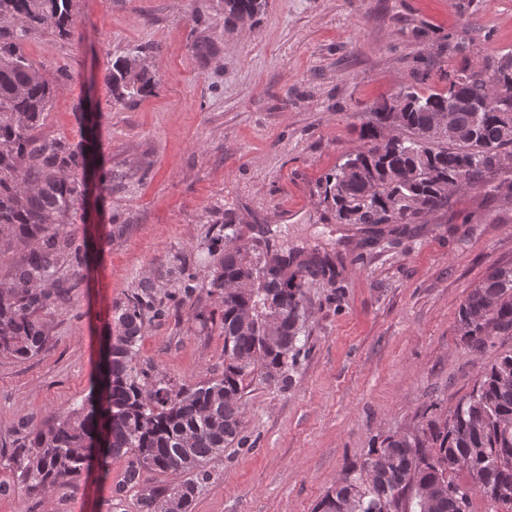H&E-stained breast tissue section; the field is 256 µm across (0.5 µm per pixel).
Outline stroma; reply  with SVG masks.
<instances>
[{
	"label": "stroma",
	"mask_w": 512,
	"mask_h": 512,
	"mask_svg": "<svg viewBox=\"0 0 512 512\" xmlns=\"http://www.w3.org/2000/svg\"><path fill=\"white\" fill-rule=\"evenodd\" d=\"M23 50L46 77L62 64L72 72L38 135L75 146L96 137L102 160L47 285L69 293L43 317L44 350L0 351V452L88 396L118 333L115 309L144 281L157 310L144 319L139 364L176 389L221 377L210 272L226 224L245 242L269 227L285 251L337 256V276L306 282L291 386L245 380L246 443L211 460L191 512H314L374 438L451 414L483 368L512 352V336L471 351L458 317L493 267L512 265V202L486 185L378 233L318 203L373 104L512 53V0H265L245 27L226 21L224 0H76L71 35L34 27ZM134 55L155 84L113 104L107 70ZM126 468L118 458L108 473L30 496L17 466L1 463L0 512H141L142 494L166 478L145 470L128 486Z\"/></svg>",
	"instance_id": "1"
}]
</instances>
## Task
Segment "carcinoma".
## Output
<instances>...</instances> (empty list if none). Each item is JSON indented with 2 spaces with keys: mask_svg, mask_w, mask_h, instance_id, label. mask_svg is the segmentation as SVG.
<instances>
[{
  "mask_svg": "<svg viewBox=\"0 0 512 512\" xmlns=\"http://www.w3.org/2000/svg\"><path fill=\"white\" fill-rule=\"evenodd\" d=\"M74 6V0H0V236L29 247L12 282L0 284V351L20 359L43 350L48 336L39 314L50 313L63 298L44 285L68 247L60 227L82 208L85 184L78 172L89 157L83 147L35 134L69 72L59 67L47 79L22 45L32 25L69 33ZM262 8L263 0H224L229 20L252 18ZM105 80L116 104L154 85L138 56L116 58ZM491 83L512 94V53L453 71L444 90L424 94L407 86L374 104L360 144L321 180L320 204L343 224H414L448 206V184L461 181L463 192L493 174L500 176L497 193L512 198V97L497 112L450 113L455 135L449 139L422 137L448 101L477 100ZM396 205L403 212L393 219L389 209ZM223 231L224 255L211 271V287L222 294V376L175 392L138 366L154 289L143 282L140 293L118 310L120 334L110 342L95 392L10 454L27 491L46 494L74 485L88 470L93 441L100 439L102 464L127 458L128 484L138 483L143 470L169 475V462L182 459L176 475L183 480L157 487L142 506L143 512H167L178 497L187 510L214 455L245 443L244 381L257 373L266 382H287L301 351L306 279L322 276L333 284L336 269L327 260L281 255L268 245L256 256L233 225H223ZM271 313L279 318L273 346L264 339V316ZM459 325L477 352L494 336L512 335V265L495 268L473 289L460 308ZM379 451L389 459L387 466L375 468L368 458L346 466L315 512H465L476 494L512 510V353L484 368L451 415L429 419L411 433L388 435L369 454ZM460 469L469 472L471 483L454 481ZM415 486L431 489L427 502L413 493Z\"/></svg>",
  "mask_w": 512,
  "mask_h": 512,
  "instance_id": "obj_1",
  "label": "carcinoma"
}]
</instances>
